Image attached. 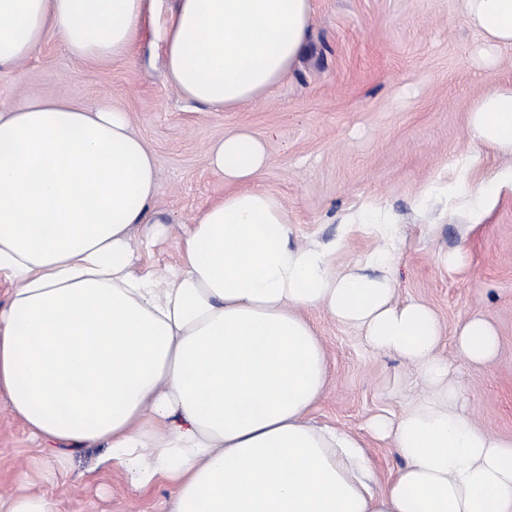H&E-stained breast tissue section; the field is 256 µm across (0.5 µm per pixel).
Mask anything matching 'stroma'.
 Segmentation results:
<instances>
[{
  "label": "stroma",
  "mask_w": 512,
  "mask_h": 512,
  "mask_svg": "<svg viewBox=\"0 0 512 512\" xmlns=\"http://www.w3.org/2000/svg\"><path fill=\"white\" fill-rule=\"evenodd\" d=\"M308 45L294 71L260 100L231 112L184 102L153 58L161 51L164 13L147 16L132 54L123 60L74 59L55 33L36 53L0 69V105L24 99H65L127 112L158 167L156 208L171 225L165 238L138 248L139 264L161 270L181 261L185 223L223 199L224 181L207 163L208 147L226 130L245 126L266 139L269 164L256 185L277 196L294 223L298 244L336 245L335 264H356L376 238L345 223L379 203L391 217L395 298L428 304L445 336L441 353L453 367L474 423L512 439V194L502 195L485 223L470 224L456 201L435 188L459 179L470 151L466 114L488 88L512 83V48L497 67L479 68L483 38L466 25L461 0H312ZM464 251L449 268L442 253ZM482 316L496 329L500 351L474 365L454 347L458 324ZM309 320L329 366L313 422L360 438L372 485L382 489L404 461L367 429L377 414L396 417L424 391L415 369L365 345L356 328L324 310ZM106 448L34 439L0 394V496L38 490L63 502L64 512H163L172 500L161 480L136 488L120 467L101 468ZM66 466L48 470L46 458ZM29 480L19 484L18 469Z\"/></svg>",
  "instance_id": "1"
}]
</instances>
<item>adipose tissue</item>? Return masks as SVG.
<instances>
[{
    "mask_svg": "<svg viewBox=\"0 0 512 512\" xmlns=\"http://www.w3.org/2000/svg\"><path fill=\"white\" fill-rule=\"evenodd\" d=\"M156 0H0V67L32 56L47 32L78 60L130 56ZM312 0H170L167 82L186 101L224 112L260 100L294 69ZM493 67L512 47V0H462ZM472 170L482 153L512 156V85L470 108ZM223 201L200 210L165 273L137 265L167 232L156 159L127 113L67 100L0 107V392L33 437L105 445L103 465L135 486L166 482L170 512H512V443L459 407L440 353L442 326L425 303L394 299L381 246L337 269L331 250L300 246L280 200L254 183L267 143L226 131L207 150ZM512 166L474 180L462 198L481 223ZM324 309L367 345L411 363L427 392L398 420L370 422L404 465L374 491L362 441L309 418L328 366L305 313ZM455 346L468 362L498 352L482 317ZM180 415L185 427L167 420Z\"/></svg>",
    "mask_w": 512,
    "mask_h": 512,
    "instance_id": "adipose-tissue-1",
    "label": "adipose tissue"
}]
</instances>
